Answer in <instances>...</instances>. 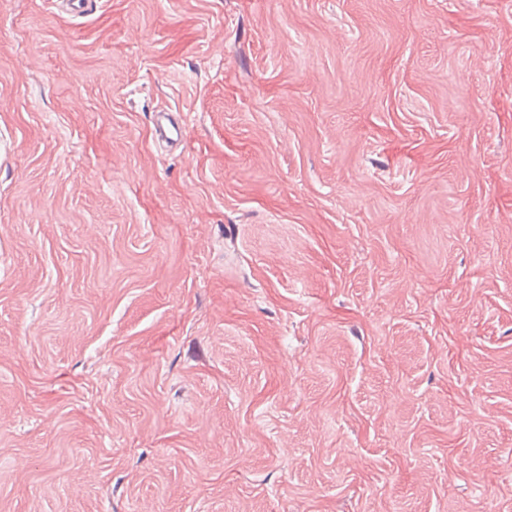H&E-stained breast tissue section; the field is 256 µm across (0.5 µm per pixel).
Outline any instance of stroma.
<instances>
[{"mask_svg": "<svg viewBox=\"0 0 512 512\" xmlns=\"http://www.w3.org/2000/svg\"><path fill=\"white\" fill-rule=\"evenodd\" d=\"M0 512H512V0H0Z\"/></svg>", "mask_w": 512, "mask_h": 512, "instance_id": "obj_1", "label": "stroma"}]
</instances>
